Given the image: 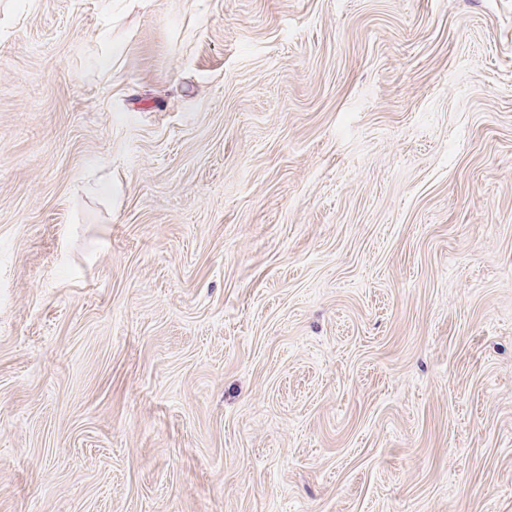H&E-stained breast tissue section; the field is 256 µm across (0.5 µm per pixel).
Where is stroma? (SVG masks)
Here are the masks:
<instances>
[{"instance_id":"stroma-1","label":"stroma","mask_w":512,"mask_h":512,"mask_svg":"<svg viewBox=\"0 0 512 512\" xmlns=\"http://www.w3.org/2000/svg\"><path fill=\"white\" fill-rule=\"evenodd\" d=\"M0 512H512V0H0Z\"/></svg>"}]
</instances>
